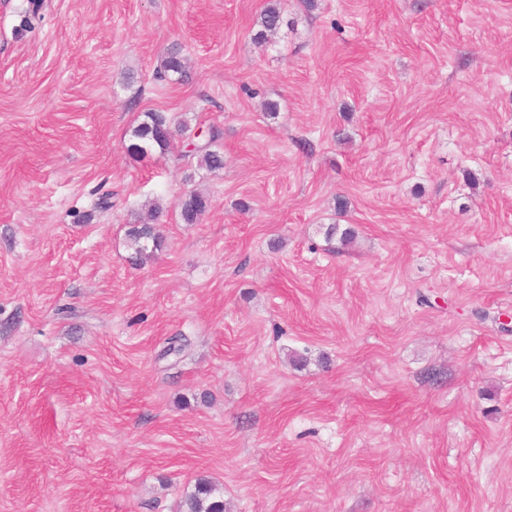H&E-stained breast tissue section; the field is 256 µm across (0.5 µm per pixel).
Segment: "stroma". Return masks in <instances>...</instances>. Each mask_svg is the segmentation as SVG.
<instances>
[{
  "instance_id": "1",
  "label": "stroma",
  "mask_w": 512,
  "mask_h": 512,
  "mask_svg": "<svg viewBox=\"0 0 512 512\" xmlns=\"http://www.w3.org/2000/svg\"><path fill=\"white\" fill-rule=\"evenodd\" d=\"M265 5L0 0V512H512V0ZM259 30L254 39L265 43L270 35L276 33L284 23L283 13L276 0H270L260 14ZM144 117L131 131L133 142L128 151L137 156H145L156 149L165 153L173 143L167 136V131L171 128L170 119L163 112H148ZM217 139L218 133L213 132L207 145L195 148L191 154L181 156L184 158H196V167L198 169H207L209 171L222 169L224 167V154L219 149H214ZM180 216L186 224H197L210 207V198L200 192L191 191L181 196L177 203ZM159 213V209L150 210V222H144L142 224H129L130 227L126 232L127 245L133 251L136 259L143 258L149 248V244L157 249L161 244V237L157 234V224H154V220ZM216 495V488L208 480H198L195 491L186 496L185 512H224V502Z\"/></svg>"
}]
</instances>
